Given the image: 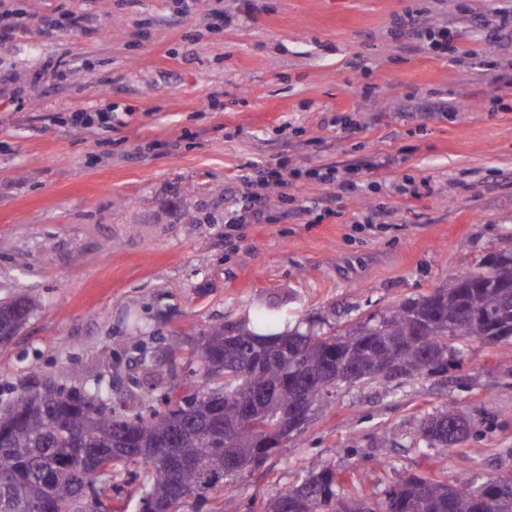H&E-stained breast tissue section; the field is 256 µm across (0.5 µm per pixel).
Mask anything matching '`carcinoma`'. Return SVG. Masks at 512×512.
Masks as SVG:
<instances>
[{
    "instance_id": "cac0c4a2",
    "label": "carcinoma",
    "mask_w": 512,
    "mask_h": 512,
    "mask_svg": "<svg viewBox=\"0 0 512 512\" xmlns=\"http://www.w3.org/2000/svg\"><path fill=\"white\" fill-rule=\"evenodd\" d=\"M34 304L0 301V343L23 326ZM278 315L213 325L188 356L172 348L169 363L185 359L198 387L177 397L137 382L112 402L100 382L80 389L22 390L0 406V512H182L224 491L228 480L260 469L284 442L297 447L301 431L279 437L288 408L317 406L345 385L331 363L363 373L359 383L418 380L448 372L455 342L506 338L512 328V247L428 294L404 300L376 322L343 334L275 331ZM396 365L393 378L376 369ZM421 440L448 448L468 438L470 424L453 402L424 417ZM471 476L446 482L432 474L399 473L374 499L360 487L345 491L329 465L312 463L308 477L270 498L264 512H504Z\"/></svg>"
}]
</instances>
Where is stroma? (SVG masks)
<instances>
[{
    "mask_svg": "<svg viewBox=\"0 0 512 512\" xmlns=\"http://www.w3.org/2000/svg\"><path fill=\"white\" fill-rule=\"evenodd\" d=\"M178 2L0 0L16 28L0 44L16 75L0 92V297L35 304L0 343V402L35 377L120 396L141 359L271 306L345 334L512 236V45L474 24L485 0ZM410 9L456 30L458 60L395 26ZM64 12L83 28L43 30ZM439 102L452 112L424 113ZM104 104L110 123L72 122ZM370 161L354 192L256 178ZM231 191L265 196L262 223L226 227ZM366 210L376 223L357 225ZM448 401L470 436L428 448L420 420ZM385 429L396 441L376 447ZM300 439L234 480L224 512H261L314 460L377 499L399 472L512 475V342L467 341L430 379L341 387Z\"/></svg>",
    "mask_w": 512,
    "mask_h": 512,
    "instance_id": "1",
    "label": "stroma"
}]
</instances>
